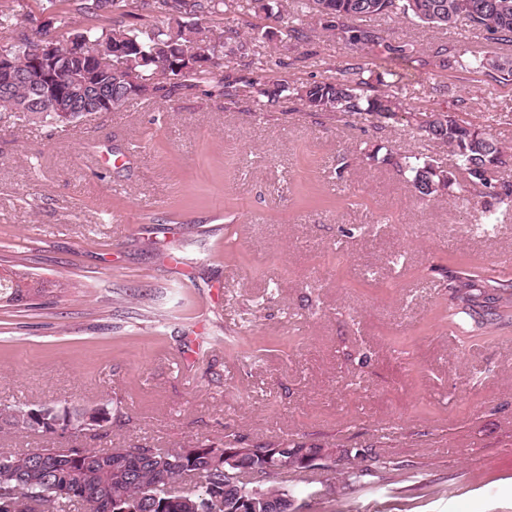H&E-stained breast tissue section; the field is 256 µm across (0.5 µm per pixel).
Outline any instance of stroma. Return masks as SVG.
<instances>
[{
  "instance_id": "stroma-1",
  "label": "stroma",
  "mask_w": 512,
  "mask_h": 512,
  "mask_svg": "<svg viewBox=\"0 0 512 512\" xmlns=\"http://www.w3.org/2000/svg\"><path fill=\"white\" fill-rule=\"evenodd\" d=\"M316 37L321 65L284 52L289 80L345 59ZM417 44L400 67L410 112L465 113L512 148V87L443 70L432 55L512 48L461 26L384 22ZM446 163V144L395 124L345 126L296 108L179 90L128 112L18 120L0 109V266L16 262L75 294L0 308V402L107 406L78 448L247 444L356 448L330 468L277 474L306 512H512V325L460 343L436 319L449 254L512 280V209L479 227L467 192L420 199L362 144ZM329 194L297 201L301 186ZM234 222H227V215ZM406 461L379 470L365 448Z\"/></svg>"
}]
</instances>
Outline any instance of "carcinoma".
Segmentation results:
<instances>
[{
	"instance_id": "obj_1",
	"label": "carcinoma",
	"mask_w": 512,
	"mask_h": 512,
	"mask_svg": "<svg viewBox=\"0 0 512 512\" xmlns=\"http://www.w3.org/2000/svg\"><path fill=\"white\" fill-rule=\"evenodd\" d=\"M69 4L57 15L54 37L58 41L84 43L92 51L124 50L120 56L126 68L137 73L141 84L134 87L108 82L99 73L94 97L112 95L115 112L128 111L142 101H165L176 88L194 90L218 84L225 104H238L242 87L254 89L260 112H282L287 104H300L309 112L328 113L348 125L367 122L375 128L390 120H410L414 114L403 111L402 89L395 81L394 65H409L419 53L416 44L395 38L377 24L379 20L412 18L433 28L446 30L460 21L468 23L486 39L512 46V0H303L301 8L318 17L323 36L337 40L353 55L336 66L333 76L321 80L294 82L275 77V68L284 65L267 51L268 28L275 26L281 39L307 43L308 30L301 15L285 13L277 0H48ZM237 25L224 26V42L235 47L233 57L255 74L253 78L219 77L223 64L205 66L210 53L212 25L227 17ZM258 17L264 26L249 21ZM371 23H366V20ZM38 19L19 21L13 12L0 10V29L18 32L14 52L33 49L41 28ZM197 68L181 79L171 81L156 74L155 61L185 54ZM448 46L438 45L434 57L439 66H455L466 72H481L484 59L472 55L448 61ZM39 114V120L55 119L40 104L34 84L25 80L9 92L0 93V108ZM418 134L429 141H440L451 149L448 166L419 152L391 149L379 155L380 148H363V159L389 166L427 200H439L455 191H465L481 199L484 223H497L496 213L512 206V180L501 173L512 170V151L501 146L485 130L455 113L441 112L430 120L415 123ZM0 276V300L19 302L21 294L33 288L34 274L14 264ZM40 288L45 294L65 297L74 285L68 280L47 281ZM448 302L440 321L469 337H490L512 324V284L502 283L494 270H475L459 264L448 270L445 284ZM86 407L56 410L43 406L0 404V430L35 434L48 439V445L22 453L0 452L8 465L0 468V499L12 512H67L81 504L87 512H230V503L247 498L240 488L271 490L264 484L269 476L268 461L254 453L242 467L250 480L224 482V449L240 443L237 436H224L217 445L208 438L196 441L198 450L174 455L166 448H68L54 446V437H63L68 427L78 428L89 412ZM105 416L107 411L95 409ZM197 480L198 489L183 492L177 488L184 475Z\"/></svg>"
}]
</instances>
